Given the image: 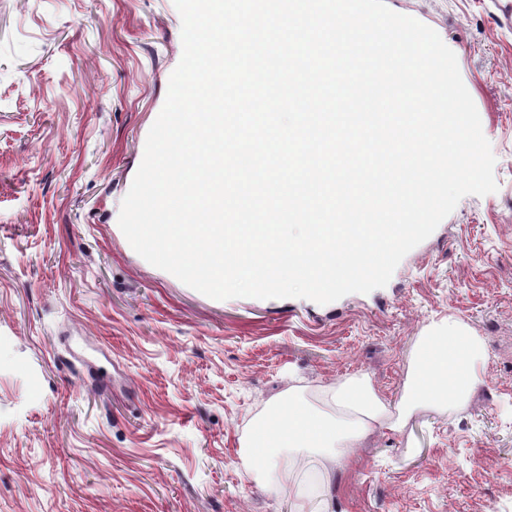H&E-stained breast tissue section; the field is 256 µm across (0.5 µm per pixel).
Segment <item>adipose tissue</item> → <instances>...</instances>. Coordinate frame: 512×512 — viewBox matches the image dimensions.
<instances>
[{"mask_svg": "<svg viewBox=\"0 0 512 512\" xmlns=\"http://www.w3.org/2000/svg\"><path fill=\"white\" fill-rule=\"evenodd\" d=\"M484 358L480 340L461 322L420 337L411 375L397 413H390L380 391L365 375L344 379L325 399L332 414L315 411L289 397L287 406L267 411L254 430L245 467L277 464L281 485H291L299 461L292 449L306 450L322 469L343 466L369 429L398 430L401 418L418 407L455 409L481 384Z\"/></svg>", "mask_w": 512, "mask_h": 512, "instance_id": "adipose-tissue-1", "label": "adipose tissue"}]
</instances>
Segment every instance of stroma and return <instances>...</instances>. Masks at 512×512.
Listing matches in <instances>:
<instances>
[{
  "mask_svg": "<svg viewBox=\"0 0 512 512\" xmlns=\"http://www.w3.org/2000/svg\"><path fill=\"white\" fill-rule=\"evenodd\" d=\"M455 53L496 163L389 283L214 300L118 225L183 51L173 0H0V512H512V0H386ZM463 321L484 382L292 488L240 455L288 393L365 374L396 410Z\"/></svg>",
  "mask_w": 512,
  "mask_h": 512,
  "instance_id": "obj_1",
  "label": "stroma"
}]
</instances>
